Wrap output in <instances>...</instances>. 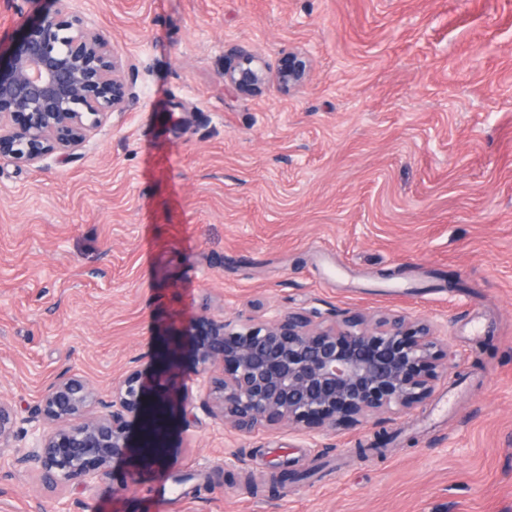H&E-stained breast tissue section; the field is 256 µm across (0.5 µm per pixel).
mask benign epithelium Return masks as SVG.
Here are the masks:
<instances>
[{
    "label": "benign epithelium",
    "instance_id": "7a95c632",
    "mask_svg": "<svg viewBox=\"0 0 512 512\" xmlns=\"http://www.w3.org/2000/svg\"><path fill=\"white\" fill-rule=\"evenodd\" d=\"M50 2L53 9L24 23L14 42L0 44V155L33 167L52 155L68 158L129 96L110 41L75 0ZM308 67L300 55L287 57L279 89H297ZM224 83L239 93H259L268 85L265 65L240 51L224 70ZM187 334L195 338L199 408L241 433L286 427L314 439L348 423L388 422L422 402L456 358L432 323L402 315L371 321L354 312L330 321L315 309H300L270 311L259 322L202 316ZM178 353L179 337L171 336L156 354L153 383L132 373L109 401L89 382L69 378L53 386L25 421L0 403V452L13 448L25 422L31 442L14 461L56 487H90L109 476L116 459L137 467L162 463L176 408L195 416L174 373ZM131 418L139 423L135 440Z\"/></svg>",
    "mask_w": 512,
    "mask_h": 512
}]
</instances>
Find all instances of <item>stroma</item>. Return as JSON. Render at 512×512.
<instances>
[{"mask_svg":"<svg viewBox=\"0 0 512 512\" xmlns=\"http://www.w3.org/2000/svg\"><path fill=\"white\" fill-rule=\"evenodd\" d=\"M129 98L68 160L0 157V400L151 379L195 318L434 322L456 366L386 423L314 440L199 415L92 490L0 461V512H512V0H77ZM303 85L224 86L230 51ZM456 274L462 288L441 277ZM289 463L299 480L253 493ZM308 61L300 55L288 56L281 64L277 76V85L283 92L297 89L304 81L308 71Z\"/></svg>","mask_w":512,"mask_h":512,"instance_id":"35a3bbf8","label":"stroma"}]
</instances>
